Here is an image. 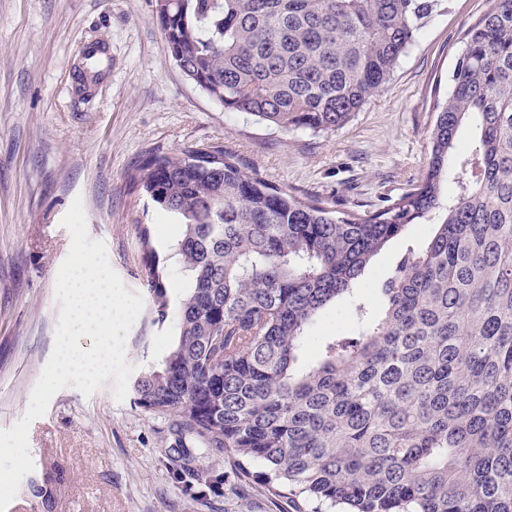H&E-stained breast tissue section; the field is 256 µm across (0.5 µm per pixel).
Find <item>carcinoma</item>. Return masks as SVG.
Here are the masks:
<instances>
[{"instance_id":"1","label":"carcinoma","mask_w":512,"mask_h":512,"mask_svg":"<svg viewBox=\"0 0 512 512\" xmlns=\"http://www.w3.org/2000/svg\"><path fill=\"white\" fill-rule=\"evenodd\" d=\"M155 14L172 58L227 112L328 134L390 81L440 0H171ZM470 127L478 149H458ZM456 166L453 187L443 178ZM130 184L183 226L185 293L139 226L154 322L176 323L133 405L193 440L260 462L293 512H512V0L465 32L436 104L422 179L383 208L334 210L244 171L219 146L149 153ZM414 224L357 330L298 366L329 305Z\"/></svg>"}]
</instances>
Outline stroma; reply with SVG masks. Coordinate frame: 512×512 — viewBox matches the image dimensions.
I'll use <instances>...</instances> for the list:
<instances>
[{
  "instance_id": "obj_1",
  "label": "stroma",
  "mask_w": 512,
  "mask_h": 512,
  "mask_svg": "<svg viewBox=\"0 0 512 512\" xmlns=\"http://www.w3.org/2000/svg\"><path fill=\"white\" fill-rule=\"evenodd\" d=\"M492 0H444L392 80L329 134L284 131L225 111L175 65L152 0H0V428L20 420L49 360L61 304L58 269L71 248L61 220L82 198L91 238L130 292L144 293L138 227L151 225L168 257L182 227L127 175L149 151L221 146L246 171L333 207L370 212L427 170L435 106L444 102L466 29ZM101 42L109 66L82 81L84 49ZM431 225H413L366 268L358 289L375 305L377 284ZM176 339L142 311L127 338L138 370L160 367ZM112 381L92 396L67 387L29 429L34 469L6 512H293L252 476L213 490L197 473L232 476L222 454L171 448L170 422L130 401Z\"/></svg>"
}]
</instances>
